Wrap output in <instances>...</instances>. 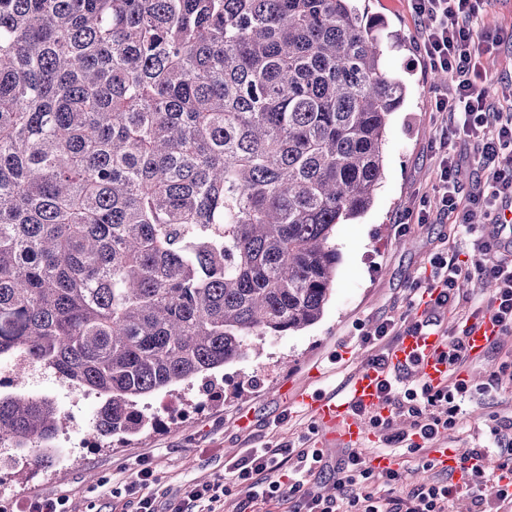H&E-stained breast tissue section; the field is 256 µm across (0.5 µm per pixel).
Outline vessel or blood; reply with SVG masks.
Returning <instances> with one entry per match:
<instances>
[{"mask_svg":"<svg viewBox=\"0 0 512 512\" xmlns=\"http://www.w3.org/2000/svg\"><path fill=\"white\" fill-rule=\"evenodd\" d=\"M497 326L490 319L475 322L464 338L468 358L484 357L488 345L497 339ZM448 341L440 329L427 328L398 337L387 349L382 367L367 368L354 379L346 398L302 394L298 401L308 408L322 430L324 441L358 447L365 437L362 411H383L381 388L385 382L417 379L436 387L448 380L445 354Z\"/></svg>","mask_w":512,"mask_h":512,"instance_id":"b4317fda","label":"vessel or blood"}]
</instances>
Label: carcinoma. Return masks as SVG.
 Listing matches in <instances>:
<instances>
[{"label":"carcinoma","instance_id":"1","mask_svg":"<svg viewBox=\"0 0 512 512\" xmlns=\"http://www.w3.org/2000/svg\"><path fill=\"white\" fill-rule=\"evenodd\" d=\"M356 0H0V359L101 403L216 379L323 315L406 94ZM66 415L0 394V442L54 460Z\"/></svg>","mask_w":512,"mask_h":512}]
</instances>
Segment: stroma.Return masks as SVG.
<instances>
[{"label":"stroma","instance_id":"stroma-1","mask_svg":"<svg viewBox=\"0 0 512 512\" xmlns=\"http://www.w3.org/2000/svg\"><path fill=\"white\" fill-rule=\"evenodd\" d=\"M360 5L385 21L389 39L383 62L405 83L407 93L400 110L388 121L384 178L371 207L336 231L340 260L322 318L298 332L257 339L258 354L225 368L221 400L203 402L197 380L167 395L169 405L182 409L183 418H163L156 432L130 445L80 448L66 465L56 464L44 472L0 471L6 499L62 492L69 497V512H113V486L125 480L141 457L156 465L158 480L151 491L162 502L193 483L223 477L227 464L244 449L318 445L317 424L308 410L295 404L294 395L343 396V384L394 342L389 336L364 345L361 331L388 319L416 317L419 306L411 302L410 288L430 258L450 250L463 259L475 258L474 236L434 209L438 83L416 51L420 23L406 0H360ZM484 20L504 35L494 50L490 73L495 81L511 83L512 0H487ZM425 205L431 208L427 223L406 222L409 212ZM509 359L512 335L502 337L498 350L466 361L459 373L476 387ZM500 373L502 392L470 398L463 428L449 431L441 447L481 444L489 426L512 418V369ZM245 412L251 417L246 429L239 422Z\"/></svg>","mask_w":512,"mask_h":512}]
</instances>
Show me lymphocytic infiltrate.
<instances>
[{"instance_id": "lymphocytic-infiltrate-1", "label": "lymphocytic infiltrate", "mask_w": 512, "mask_h": 512, "mask_svg": "<svg viewBox=\"0 0 512 512\" xmlns=\"http://www.w3.org/2000/svg\"><path fill=\"white\" fill-rule=\"evenodd\" d=\"M412 14L423 25L420 52L435 71L450 74L452 84L437 97L435 109L442 116L441 137L472 147L486 173L484 184L470 193L462 191V155L441 150L436 163L439 212L452 223L472 226L476 212L490 224L479 232L477 245L482 260L464 263L440 254L430 258L431 270L417 278L416 289L437 291L434 317L456 301L455 287L461 277H475L490 284L486 305L461 317V324L491 318L500 333L512 332V224L501 219L512 208V89L493 95V81L484 76L483 57L490 54L491 34L482 24L483 0H409ZM466 381H448L439 387L424 383L384 384L382 397L390 404L389 415L370 416L379 434L383 452L392 456H414L423 470L435 467L425 457L427 446L460 423V400L470 393ZM410 421L406 431L396 430V418ZM499 455V474L473 470L470 480L458 486L448 482H425L403 495L392 490L403 485L404 468L378 470L370 459L354 448L344 449L336 462H329L318 448H249L226 467L223 477L197 482L183 495L167 499L157 507L149 488L157 481L148 458L136 460L128 480L113 488L115 499L133 504L135 512H215L227 483L242 487L243 496L234 512H254L257 504L287 512H512V422L491 428L486 444L465 449L460 462ZM291 470L288 480L278 479ZM330 472L337 495L311 491L306 480L314 473Z\"/></svg>"}]
</instances>
